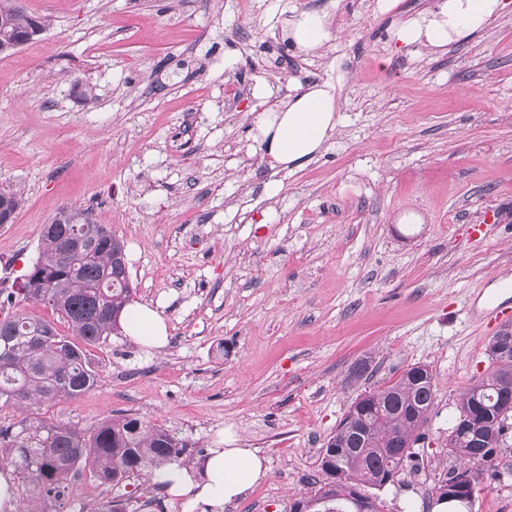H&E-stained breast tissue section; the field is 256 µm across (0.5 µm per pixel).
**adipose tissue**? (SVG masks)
I'll use <instances>...</instances> for the list:
<instances>
[{
  "label": "adipose tissue",
  "instance_id": "adipose-tissue-1",
  "mask_svg": "<svg viewBox=\"0 0 512 512\" xmlns=\"http://www.w3.org/2000/svg\"><path fill=\"white\" fill-rule=\"evenodd\" d=\"M504 0H432L417 15L399 18L391 37L404 48H442L483 31L505 9ZM290 46L308 54L337 37L333 17L325 11L290 9L282 20ZM257 97L270 99V106L255 119V139L275 165L287 170L303 167L327 146L340 123L339 89L328 82L295 87L293 93L271 100L267 88ZM129 336L142 345L160 348L166 343V325L156 310L146 305L129 308L125 314ZM267 475L265 459L254 448H214L202 472L176 465L162 471L168 494L187 503L204 504L209 512H224Z\"/></svg>",
  "mask_w": 512,
  "mask_h": 512
}]
</instances>
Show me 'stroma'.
<instances>
[{
	"label": "stroma",
	"mask_w": 512,
	"mask_h": 512,
	"mask_svg": "<svg viewBox=\"0 0 512 512\" xmlns=\"http://www.w3.org/2000/svg\"><path fill=\"white\" fill-rule=\"evenodd\" d=\"M375 2L23 0L49 25L0 56V190L22 196L0 225V316L67 333L14 294L69 206L122 237L134 302L168 327L157 349L110 336L91 350L93 391L30 414L89 428L134 413L178 432L197 462L225 442L258 449L267 477L224 512H289L357 396L426 364L424 466L378 496L384 512H432L457 464L459 398L499 331L467 310L512 277V4L440 53L397 46L396 17ZM292 7L332 14L337 39L294 54L280 28ZM325 80L340 83L341 117L327 149L275 166L254 140L256 88ZM68 481L79 496L54 499L16 473L14 499L100 512L121 494L131 512H205L143 476L117 490ZM472 512H512V430Z\"/></svg>",
	"instance_id": "obj_1"
}]
</instances>
